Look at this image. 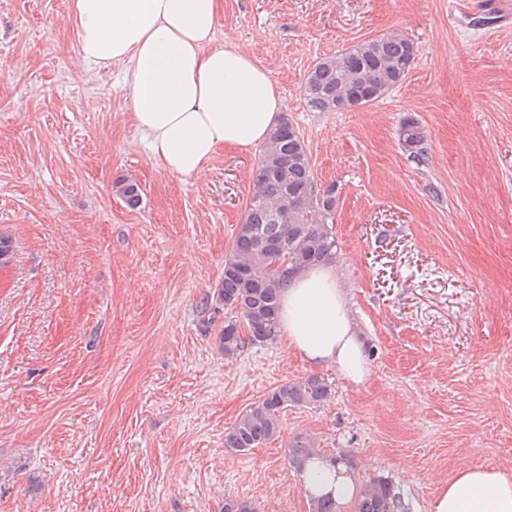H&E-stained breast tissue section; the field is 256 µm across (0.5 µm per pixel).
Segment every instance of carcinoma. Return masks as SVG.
<instances>
[{
  "label": "carcinoma",
  "instance_id": "cac0c4a2",
  "mask_svg": "<svg viewBox=\"0 0 512 512\" xmlns=\"http://www.w3.org/2000/svg\"><path fill=\"white\" fill-rule=\"evenodd\" d=\"M415 57L414 42L397 33L326 55L309 71L303 88L304 104L310 112H335L342 98L355 108L371 105L405 82ZM404 130V150L417 163L427 164L424 135L413 122ZM252 180L253 190L225 257L216 298L207 297L200 305L211 321L224 310H241L240 316L224 320L219 334V346L227 356L241 351L242 325L264 336L263 346L277 342L279 298L286 282L279 274L280 266L286 264L298 272L320 263H334L337 258L336 187L318 188L307 147L288 118H282L261 144ZM118 192L129 207L139 206L137 183L124 182ZM273 240L285 242L283 253L277 257L266 251L267 243ZM330 397L331 387L321 376L285 382L250 405L224 431V448L241 454L264 445L280 433V417L288 409L317 408ZM314 452L309 440H294L288 448L290 466L298 468L300 460ZM356 509L403 512L405 503L390 481L377 478L363 486ZM223 512H256V507L228 495Z\"/></svg>",
  "mask_w": 512,
  "mask_h": 512
}]
</instances>
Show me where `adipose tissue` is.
I'll return each instance as SVG.
<instances>
[{"mask_svg":"<svg viewBox=\"0 0 512 512\" xmlns=\"http://www.w3.org/2000/svg\"><path fill=\"white\" fill-rule=\"evenodd\" d=\"M221 10L222 0H69L80 57L126 64L135 124L155 161L181 178L198 175L221 149L262 144L286 109L254 58L214 45ZM279 321L303 361L365 382L370 362L335 265L294 274L280 293ZM298 478L307 498L340 510L359 492L345 463L318 452ZM430 512H512V476L491 465L461 468L440 485Z\"/></svg>","mask_w":512,"mask_h":512,"instance_id":"ef3b65f1","label":"adipose tissue"}]
</instances>
